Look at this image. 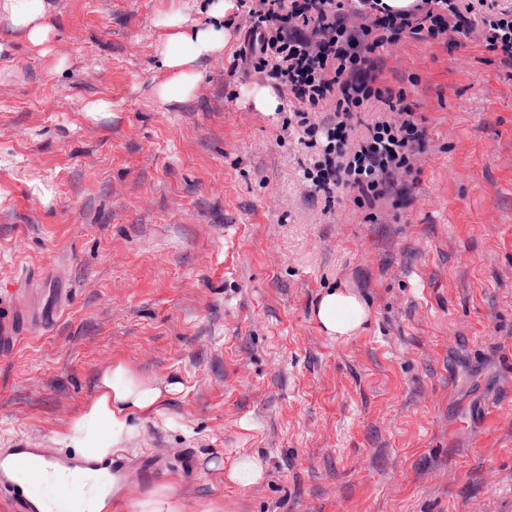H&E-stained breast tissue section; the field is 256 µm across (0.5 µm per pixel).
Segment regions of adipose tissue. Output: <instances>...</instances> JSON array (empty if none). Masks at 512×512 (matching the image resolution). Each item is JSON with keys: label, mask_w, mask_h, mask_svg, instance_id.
Listing matches in <instances>:
<instances>
[{"label": "adipose tissue", "mask_w": 512, "mask_h": 512, "mask_svg": "<svg viewBox=\"0 0 512 512\" xmlns=\"http://www.w3.org/2000/svg\"><path fill=\"white\" fill-rule=\"evenodd\" d=\"M236 8V0H209L201 20L192 18L181 5L162 14L159 24L165 33L158 46V61L164 78L154 87L159 102L169 104L193 95L201 63L223 54L231 39L227 19ZM0 21L34 48L43 47L52 36L44 0H0ZM314 316L329 337L347 340L357 334L369 310L355 293L336 288L318 299ZM182 389L177 377L145 376L125 361L115 360L100 374L94 396L56 433L55 441L86 458H122L137 439L140 422L161 416L168 397ZM128 501L133 502L135 512H184L173 486L138 498L117 477L112 480L111 495L87 496L83 504L85 512H120Z\"/></svg>", "instance_id": "adipose-tissue-1"}]
</instances>
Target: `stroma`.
Masks as SVG:
<instances>
[{
    "label": "stroma",
    "instance_id": "obj_1",
    "mask_svg": "<svg viewBox=\"0 0 512 512\" xmlns=\"http://www.w3.org/2000/svg\"><path fill=\"white\" fill-rule=\"evenodd\" d=\"M39 52L0 25V284L36 269L64 310L0 359V448L53 447L113 359L181 378L142 422L130 478L233 512H506L512 504V68L478 38H406L381 84L426 120L400 210L333 200L315 155L254 111L238 53L164 105L171 0H45ZM111 103L108 112L90 104ZM347 288L346 341L314 317ZM259 455L244 487L224 460ZM314 316L324 332L336 340L354 337L369 316L365 303L353 292L336 288L317 301Z\"/></svg>",
    "mask_w": 512,
    "mask_h": 512
}]
</instances>
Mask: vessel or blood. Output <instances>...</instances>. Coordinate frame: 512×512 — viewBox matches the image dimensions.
Masks as SVG:
<instances>
[{
  "mask_svg": "<svg viewBox=\"0 0 512 512\" xmlns=\"http://www.w3.org/2000/svg\"><path fill=\"white\" fill-rule=\"evenodd\" d=\"M37 282L34 272L22 270L15 274L9 287L0 289V359L13 357L24 339L48 328L43 310L24 303ZM88 470L96 472L98 480L104 481L115 474H126L127 464L122 460L91 461L21 445L1 449L0 502L10 512H40L39 487H70Z\"/></svg>",
  "mask_w": 512,
  "mask_h": 512,
  "instance_id": "vessel-or-blood-1",
  "label": "vessel or blood"
}]
</instances>
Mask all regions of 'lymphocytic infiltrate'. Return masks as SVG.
<instances>
[{
	"mask_svg": "<svg viewBox=\"0 0 512 512\" xmlns=\"http://www.w3.org/2000/svg\"><path fill=\"white\" fill-rule=\"evenodd\" d=\"M243 56L251 71L286 87L301 142L316 149L308 178L315 190L331 193L348 186L358 205L375 206L393 198L408 201L414 161L425 148L424 119L404 94L380 84L381 51L401 39L440 40L448 35L478 36L501 63L512 66V15L472 19L457 0H420L393 12L378 0H250ZM332 105L330 118L311 122V112ZM380 106L385 118L363 123L362 112ZM359 140L350 135L357 125Z\"/></svg>",
	"mask_w": 512,
	"mask_h": 512,
	"instance_id": "obj_1",
	"label": "lymphocytic infiltrate"
}]
</instances>
